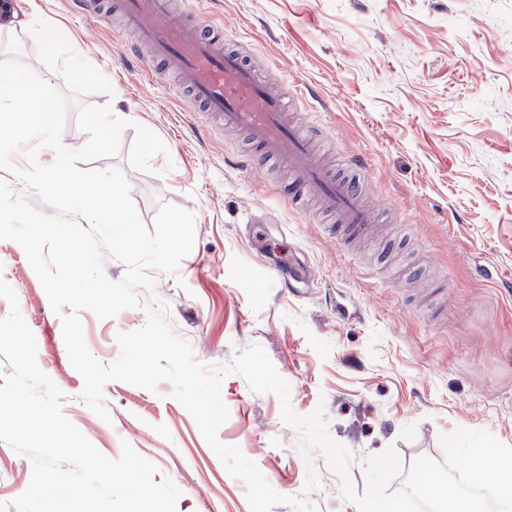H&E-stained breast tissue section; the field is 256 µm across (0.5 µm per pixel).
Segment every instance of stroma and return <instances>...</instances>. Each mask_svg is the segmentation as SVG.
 Returning a JSON list of instances; mask_svg holds the SVG:
<instances>
[{
  "mask_svg": "<svg viewBox=\"0 0 512 512\" xmlns=\"http://www.w3.org/2000/svg\"><path fill=\"white\" fill-rule=\"evenodd\" d=\"M38 12L110 81L111 93L80 95L129 120L121 150L92 161L120 168L145 225L170 203L195 217V243L178 269H148L141 307L101 320L80 313L93 355L121 354L116 336L141 328L148 305L168 306L175 333L195 360L218 368L257 344L290 385L301 415L324 406L331 436L354 460L349 479L367 487L363 458L395 447L402 475L415 461H444V435L486 431L512 447V0H207L205 19L222 23L225 46L243 50L279 79L314 86L318 143L349 168L379 205L381 230L346 243L338 224L289 207L288 179L241 165L248 151L192 112L172 81L127 59L131 36L117 19L88 20L75 0H22L0 23L20 58L45 68L21 23ZM154 132L167 154L151 172L132 169L136 126ZM311 291L289 293L266 278L279 261ZM0 279L15 291L37 343V363L64 392V415L104 455L122 443L179 488L176 512H250L245 483L231 477L169 383L149 391L108 382L111 422L81 400L62 324L23 249L0 240ZM229 417L219 440L239 447L279 493L308 494L315 512H359L322 456L320 485L306 491L297 431L280 400L254 393L237 374L224 378ZM28 456L0 443V502L27 488Z\"/></svg>",
  "mask_w": 512,
  "mask_h": 512,
  "instance_id": "1",
  "label": "stroma"
}]
</instances>
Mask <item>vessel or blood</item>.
Returning a JSON list of instances; mask_svg holds the SVG:
<instances>
[{
    "label": "vessel or blood",
    "instance_id": "obj_1",
    "mask_svg": "<svg viewBox=\"0 0 512 512\" xmlns=\"http://www.w3.org/2000/svg\"><path fill=\"white\" fill-rule=\"evenodd\" d=\"M201 5L202 0H184L185 17L179 20L173 16L171 0L113 2L135 33L130 54L147 59L155 77L175 74L180 91L205 120L220 119L222 131L255 145V153L246 158L251 169L278 163L294 170L290 205L316 195L349 235H363L376 215L364 205L360 185L329 169L301 125L290 122L284 112L289 99L313 97L312 88L287 83L281 93L270 92L253 65L222 46L215 26L200 21Z\"/></svg>",
    "mask_w": 512,
    "mask_h": 512
}]
</instances>
